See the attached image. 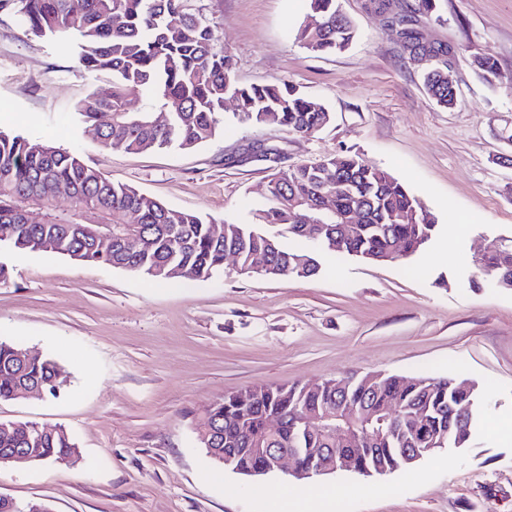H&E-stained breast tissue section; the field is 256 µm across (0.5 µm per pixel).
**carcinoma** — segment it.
Listing matches in <instances>:
<instances>
[{"mask_svg":"<svg viewBox=\"0 0 512 512\" xmlns=\"http://www.w3.org/2000/svg\"><path fill=\"white\" fill-rule=\"evenodd\" d=\"M315 22L299 28L298 41L314 54L346 50L356 37L339 0H308ZM27 32L71 48L79 66L94 78L73 119L96 134L104 150L139 153L178 146L190 149L211 140L224 118V100H235L241 123L278 125L312 135L331 121L328 110L286 81L242 85L231 56L218 49L207 20L191 0H0ZM406 49L424 65V85L436 103L451 108L457 89L448 79L451 48L423 41L408 15ZM474 65L490 81L497 62L477 56ZM141 105L129 107L131 98ZM168 113V124L153 113ZM65 196L70 208L56 200ZM334 198L336 214L318 209ZM32 203L44 211L41 224H25L21 213ZM359 211L362 224H338L336 215ZM112 233V247L101 249L81 230L86 222ZM209 216L170 207L128 185H116L101 170L82 162L75 150L0 132V243L23 254L39 252L47 238L61 254L80 262L128 270L165 284L178 279L207 281L224 269V254L238 255L240 271L265 277L307 279L321 268L319 254L336 250L376 261L422 252L439 224L423 203L387 170L353 155L319 158L274 175L253 224L224 223L213 232ZM137 234L139 252L125 249L123 237ZM339 248L332 247L336 239ZM490 262L512 269V243L498 244ZM347 392L336 380L322 389L254 386L214 401L198 422L197 438L220 463L234 455L242 471L256 464L258 448H334L353 453L360 464L384 474L404 468L401 448H464L479 415L477 393L457 387L454 377L384 375L375 382L349 377ZM68 375L51 356L0 342V400L58 396ZM378 414L360 415L366 405ZM399 407L403 416L386 419ZM307 411L335 417L336 428L307 429ZM279 431L265 430L267 420ZM5 448L36 457L35 463H71L79 448L65 430L45 432L33 422L0 421V452ZM0 512H50L44 504L19 505L0 498Z\"/></svg>","mask_w":512,"mask_h":512,"instance_id":"carcinoma-1","label":"carcinoma"}]
</instances>
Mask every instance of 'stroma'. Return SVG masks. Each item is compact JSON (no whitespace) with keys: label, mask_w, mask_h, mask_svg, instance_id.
<instances>
[{"label":"stroma","mask_w":512,"mask_h":512,"mask_svg":"<svg viewBox=\"0 0 512 512\" xmlns=\"http://www.w3.org/2000/svg\"><path fill=\"white\" fill-rule=\"evenodd\" d=\"M358 36L341 53L303 49L306 0H194L239 83L288 81L325 106L330 124L302 137L238 122L234 105L209 142L143 153L101 150L76 126L92 87L61 42L0 12V132L78 150L84 163L185 211L247 224L280 169L352 154L386 169L437 218L421 253L375 263L323 254L308 279L238 272L157 284L55 252L0 246V340L54 357L69 376L56 398L0 401V420L62 428L73 465L0 470V495L51 512H275L284 472L222 471L197 440L205 408L254 385L320 383L351 374L456 376L480 395L481 424L386 475L321 476L341 512H512V289L474 287L476 259L512 240V0H443L419 17L428 41L453 48L454 108L426 93L396 29L366 0H341ZM496 59L485 80L473 60ZM277 155L252 159L256 147Z\"/></svg>","instance_id":"35a3bbf8"}]
</instances>
